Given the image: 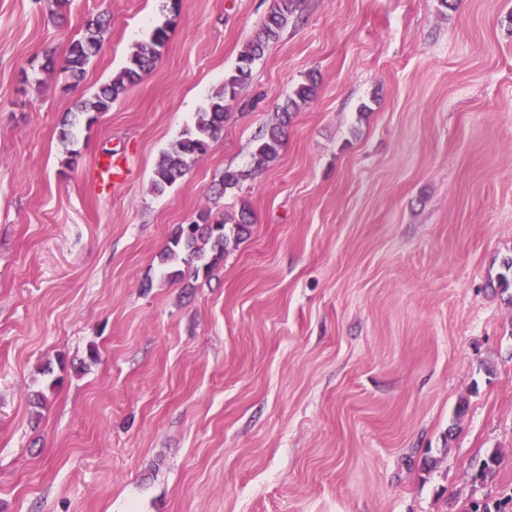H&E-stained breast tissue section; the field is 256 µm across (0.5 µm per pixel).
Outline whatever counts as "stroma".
<instances>
[{
	"mask_svg": "<svg viewBox=\"0 0 512 512\" xmlns=\"http://www.w3.org/2000/svg\"><path fill=\"white\" fill-rule=\"evenodd\" d=\"M270 3L182 0L154 70L78 125L71 165L59 123L163 0H0V512H465L512 495V297L493 286L512 257V0H298L209 152L155 193L161 152ZM101 11L74 81L59 64ZM311 74L316 97L256 167ZM106 154L127 170L111 188ZM228 169L249 176L213 199ZM244 207L249 234L209 274L161 264L178 225ZM317 88L316 78L309 75L307 81L294 91V97H289L286 103L277 109L274 121L266 126L256 145L253 158L257 167L266 166L278 158L292 111L299 108V102L305 104L310 101L316 95Z\"/></svg>",
	"mask_w": 512,
	"mask_h": 512,
	"instance_id": "35a3bbf8",
	"label": "stroma"
}]
</instances>
